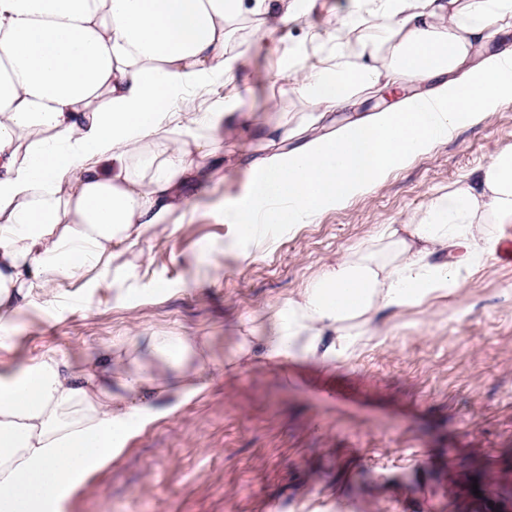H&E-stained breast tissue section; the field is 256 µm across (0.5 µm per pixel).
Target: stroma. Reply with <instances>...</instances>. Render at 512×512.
Returning <instances> with one entry per match:
<instances>
[{
	"label": "stroma",
	"mask_w": 512,
	"mask_h": 512,
	"mask_svg": "<svg viewBox=\"0 0 512 512\" xmlns=\"http://www.w3.org/2000/svg\"><path fill=\"white\" fill-rule=\"evenodd\" d=\"M354 0H315L288 25L235 29L234 82L185 91L177 112L205 113L242 97L247 132L218 131L221 149L189 184L174 233L141 240L133 279L144 294L121 304L101 290L65 309L20 315L16 359L48 350L90 359L127 332L209 341L208 387L135 435L75 496L67 512H512V259L466 286L381 318L385 337L335 366L238 360L264 335L266 313L296 295L380 224H405L449 185L512 146V101L412 160L365 196L297 229L267 228L270 247L242 262L224 210L256 179L260 129L297 125L308 106L284 54H327ZM380 87L329 112L324 128L395 106ZM238 360L234 371L224 364Z\"/></svg>",
	"instance_id": "1"
}]
</instances>
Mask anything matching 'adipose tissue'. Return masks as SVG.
Wrapping results in <instances>:
<instances>
[{
  "label": "adipose tissue",
  "mask_w": 512,
  "mask_h": 512,
  "mask_svg": "<svg viewBox=\"0 0 512 512\" xmlns=\"http://www.w3.org/2000/svg\"><path fill=\"white\" fill-rule=\"evenodd\" d=\"M297 0H0V353L20 313L115 285L112 265L168 230L181 187L218 150L240 98L206 116L176 97L235 78L233 24H288ZM512 0H356L320 66L290 65L311 111L333 110L378 84L434 82L396 108L282 150L224 211L242 261L268 248L265 226L295 228L366 195L390 173L512 100V58H471ZM465 77H457L462 66ZM512 222V147L449 185L406 224H382L268 316L265 361L336 363L379 337L376 319L466 287L494 260ZM207 340L117 336L76 366L47 351L0 362V512H58L129 438L190 403L209 380Z\"/></svg>",
  "instance_id": "obj_1"
}]
</instances>
